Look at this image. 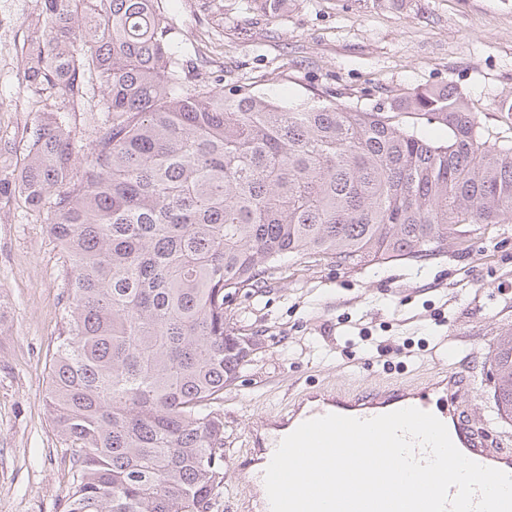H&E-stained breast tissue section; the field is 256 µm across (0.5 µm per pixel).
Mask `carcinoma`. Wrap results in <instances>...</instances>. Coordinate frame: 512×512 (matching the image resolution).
<instances>
[{
	"instance_id": "carcinoma-1",
	"label": "carcinoma",
	"mask_w": 512,
	"mask_h": 512,
	"mask_svg": "<svg viewBox=\"0 0 512 512\" xmlns=\"http://www.w3.org/2000/svg\"><path fill=\"white\" fill-rule=\"evenodd\" d=\"M156 0H40L23 80L97 116L86 153L44 105L0 200L48 225L68 263L49 416L71 449L65 512H212L224 486V387L253 337L224 305L290 261H421L512 220V147L481 139L450 86L382 112L287 108L190 85ZM103 107L78 103L86 86ZM493 398L512 418V336Z\"/></svg>"
}]
</instances>
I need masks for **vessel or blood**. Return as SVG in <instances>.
I'll list each match as a JSON object with an SVG mask.
<instances>
[{"mask_svg":"<svg viewBox=\"0 0 512 512\" xmlns=\"http://www.w3.org/2000/svg\"><path fill=\"white\" fill-rule=\"evenodd\" d=\"M476 383L462 363L434 372L426 379L400 385L357 390L340 386L333 391L305 392L288 411H271L261 418L265 437L256 440L262 465H269L281 440L303 422L327 414L369 419L406 407L430 412L447 427L455 446L468 458L512 473V447L488 437L482 409L473 403Z\"/></svg>","mask_w":512,"mask_h":512,"instance_id":"1","label":"vessel or blood"}]
</instances>
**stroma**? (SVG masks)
Listing matches in <instances>:
<instances>
[{"label": "stroma", "instance_id": "35a3bbf8", "mask_svg": "<svg viewBox=\"0 0 512 512\" xmlns=\"http://www.w3.org/2000/svg\"><path fill=\"white\" fill-rule=\"evenodd\" d=\"M177 49L199 80L249 88L283 105L314 98L388 109L421 89L455 87L482 140L512 146V0H288L279 14L252 0H181ZM21 69L0 57V146L38 115L18 96ZM66 265L45 225L0 203V512H65L68 441L47 411L62 331ZM255 339L224 390V486L213 512H258L247 479L258 414L310 388L374 387L446 364L457 334L490 433L512 434L493 399L497 342L512 333V222L423 262L337 265L304 258L266 274L227 304ZM386 342L385 353L373 343ZM409 357L397 358L399 345Z\"/></svg>", "mask_w": 512, "mask_h": 512}]
</instances>
